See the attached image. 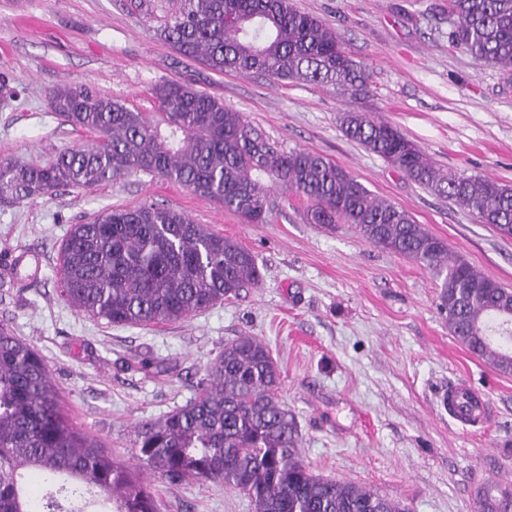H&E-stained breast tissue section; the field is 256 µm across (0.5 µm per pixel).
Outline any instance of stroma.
Segmentation results:
<instances>
[{
    "mask_svg": "<svg viewBox=\"0 0 512 512\" xmlns=\"http://www.w3.org/2000/svg\"><path fill=\"white\" fill-rule=\"evenodd\" d=\"M332 26L369 75L355 98L330 85L220 74L157 33L162 10L139 0H0V158L43 161L91 141L50 106L60 84L151 112L154 84L177 80L240 112L286 150L326 156L377 198L402 207L452 256L512 290V238L436 196L344 136V113L393 124L446 174L512 185V81L453 47L448 0H293ZM154 202L236 240L262 278L210 309L153 326L116 327L60 299L58 251L72 225ZM306 199L274 190L266 224H246L183 186L131 174L93 189L0 206V324L47 363L72 421L130 458L134 428L186 405L226 342L271 350L297 453L315 473L350 481L409 512H475L484 486L512 490V374L470 353L437 304L440 282L343 222L307 223ZM16 273L7 267L19 252ZM469 378L491 405L465 428L435 400ZM161 512H253L223 482L156 481Z\"/></svg>",
    "mask_w": 512,
    "mask_h": 512,
    "instance_id": "obj_1",
    "label": "stroma"
}]
</instances>
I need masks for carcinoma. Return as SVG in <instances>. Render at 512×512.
<instances>
[{
  "instance_id": "carcinoma-1",
  "label": "carcinoma",
  "mask_w": 512,
  "mask_h": 512,
  "mask_svg": "<svg viewBox=\"0 0 512 512\" xmlns=\"http://www.w3.org/2000/svg\"><path fill=\"white\" fill-rule=\"evenodd\" d=\"M160 35L180 55L224 72L332 83L366 95L369 77L323 20L292 0H166ZM449 38L512 80V0H449ZM155 112L62 85L51 107L94 141L46 164L0 159V202L20 204L61 187L92 189L130 173L173 181L247 224H266L270 190L308 202L310 224L356 225L374 246L409 258L441 281L438 308L456 339L512 374V291L448 256L445 241L403 208L371 195L322 155L277 148L218 99L175 80L155 84ZM344 135L409 179L499 233L512 232V186L480 175L446 176L391 124L366 112L343 116ZM60 297L113 326H147L204 311L259 283L255 255L182 212L144 203L72 226L59 250ZM281 373L253 336L224 344L197 397L135 429V462L118 459L61 409L42 356L0 327V512H83L94 492L108 512H159L150 477L222 481L254 512H406L352 482L315 474L296 454V422L280 397ZM50 485L34 497L25 480ZM477 512H512V493L482 489Z\"/></svg>"
}]
</instances>
